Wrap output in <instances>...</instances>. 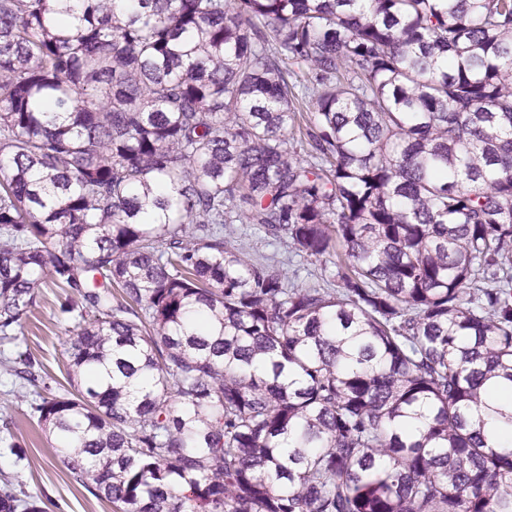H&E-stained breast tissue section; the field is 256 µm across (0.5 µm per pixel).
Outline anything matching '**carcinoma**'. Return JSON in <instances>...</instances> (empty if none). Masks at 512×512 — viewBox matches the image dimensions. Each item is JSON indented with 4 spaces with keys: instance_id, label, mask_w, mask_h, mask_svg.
<instances>
[{
    "instance_id": "cac0c4a2",
    "label": "carcinoma",
    "mask_w": 512,
    "mask_h": 512,
    "mask_svg": "<svg viewBox=\"0 0 512 512\" xmlns=\"http://www.w3.org/2000/svg\"><path fill=\"white\" fill-rule=\"evenodd\" d=\"M112 4L0 0V340L39 288L75 328L52 397L3 369L67 470L117 512H512V0ZM224 236L230 239L236 248L234 251L244 259L269 258L268 262L275 266L287 280L302 286H325L323 281L324 264L315 260H304L294 257L284 246L267 245L262 233L253 224H226Z\"/></svg>"
}]
</instances>
